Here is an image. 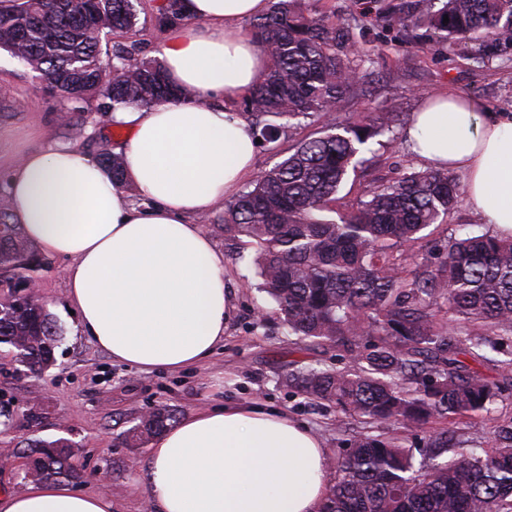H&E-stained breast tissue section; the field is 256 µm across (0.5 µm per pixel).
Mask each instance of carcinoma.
I'll use <instances>...</instances> for the list:
<instances>
[{"instance_id": "1", "label": "carcinoma", "mask_w": 512, "mask_h": 512, "mask_svg": "<svg viewBox=\"0 0 512 512\" xmlns=\"http://www.w3.org/2000/svg\"><path fill=\"white\" fill-rule=\"evenodd\" d=\"M157 19L184 21L181 0H165ZM137 23L133 0H0V48L67 101L98 98L114 111L193 98V90L168 84L161 62L132 63L121 44L112 47L121 78L101 79V34ZM388 24L425 28L436 54L464 42L478 64L512 57V0H408L405 14ZM250 33L269 67L244 106L253 133L269 144L302 119L328 118L327 109L359 83L372 52L330 16L305 11L301 0H271L268 12L251 20ZM397 121L393 112L329 118L320 135L297 142L258 175L217 230L249 239L258 291L275 305L288 335L339 347L352 360L288 375L308 399L377 429L353 436L336 456L322 512H512V418L496 426L490 450L470 448L446 430L418 450L398 436L437 420L488 414L502 395L503 386L460 356L512 371V237H451L422 271L403 276L404 247L458 204L459 183L439 170L371 186L357 209L333 216L357 156ZM97 156L114 183L131 188L121 154L103 148ZM49 265L1 192L0 281L23 286ZM16 301L0 298V344L36 373L55 364L62 330L38 298ZM175 419L174 409L158 405L135 418L124 440L142 445ZM21 454L40 481L78 484L84 477L66 438L31 439Z\"/></svg>"}]
</instances>
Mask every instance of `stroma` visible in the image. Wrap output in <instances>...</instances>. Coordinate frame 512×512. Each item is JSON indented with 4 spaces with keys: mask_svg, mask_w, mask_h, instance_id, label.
Returning a JSON list of instances; mask_svg holds the SVG:
<instances>
[{
    "mask_svg": "<svg viewBox=\"0 0 512 512\" xmlns=\"http://www.w3.org/2000/svg\"><path fill=\"white\" fill-rule=\"evenodd\" d=\"M161 0H138L139 23L126 34L104 31L103 59H111L112 47H131L134 60H158L166 31L156 21ZM391 0H304L311 11L324 12L364 34L375 48L374 61L354 92L335 110L337 119L354 112H394L399 120L390 146L373 145L364 152L355 173L340 189L337 209H357L366 186L388 183L401 174L426 169L407 142L406 129L424 97L453 89L482 102L492 112L512 113V58L479 65L467 58L466 46L454 55H434L424 41L405 42L387 35L373 24L371 13ZM0 186L21 157L47 142H63L76 148L97 151L103 139L120 141L125 132L108 126L98 113V101L79 105L44 91L37 71L21 64L0 49ZM318 120L304 122L282 135L277 145L258 144L255 172L274 167L298 140L317 135ZM466 232L493 234L466 203H459L443 223L431 226L429 236L419 240L406 263L407 273L418 270L425 258L448 239ZM212 239L224 254V277L230 288L232 315L224 330V344L203 363L176 372L145 371L114 363L91 337L76 327L64 277L66 259L52 257L50 269L37 276L38 293L63 326L64 338L55 352L56 363L35 374L19 372L9 346L0 345V405L10 412L12 427L0 435V453H14L19 441L31 439L71 440L76 459L86 473L80 488L107 489L112 512H154L136 483L147 462V447H128L123 438L128 420L157 405L174 408L177 416L211 406L214 399L254 402L265 408L285 410L305 423L322 440L329 456L347 448L353 435L365 431L360 418L337 421L335 408L314 403L288 385V374L297 367L320 360L337 367L346 358L339 349L305 346L289 336L287 327L274 311L259 314L258 277L248 261L239 259L240 240L213 232ZM43 409L40 428H31L30 408ZM512 418V395L503 396L494 412L453 424L460 440L478 448L493 445L499 421Z\"/></svg>",
    "mask_w": 512,
    "mask_h": 512,
    "instance_id": "obj_1",
    "label": "stroma"
}]
</instances>
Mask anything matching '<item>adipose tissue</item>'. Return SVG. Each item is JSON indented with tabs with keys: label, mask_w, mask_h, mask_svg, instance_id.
<instances>
[{
	"label": "adipose tissue",
	"mask_w": 512,
	"mask_h": 512,
	"mask_svg": "<svg viewBox=\"0 0 512 512\" xmlns=\"http://www.w3.org/2000/svg\"><path fill=\"white\" fill-rule=\"evenodd\" d=\"M268 7L183 0L203 27L169 32L162 58L169 82L196 98L111 112V126L129 132L117 148L126 186L96 155L59 143L9 172L15 218L30 240L67 259L78 327L116 363L179 370L224 342V254L194 218L252 171L255 139L235 101L263 78L268 57L238 24ZM408 140L432 168L461 173L470 210L512 237V113L443 90L414 113ZM329 479L327 451L307 426L228 404L191 411L154 438L143 487L156 512H320ZM0 512H112V498L39 482L0 494Z\"/></svg>",
	"instance_id": "1"
}]
</instances>
